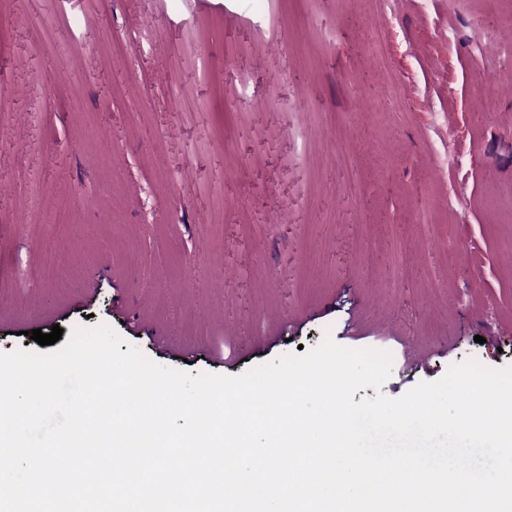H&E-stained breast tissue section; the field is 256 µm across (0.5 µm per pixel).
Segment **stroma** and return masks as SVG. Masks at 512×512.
<instances>
[{"label": "stroma", "instance_id": "stroma-1", "mask_svg": "<svg viewBox=\"0 0 512 512\" xmlns=\"http://www.w3.org/2000/svg\"><path fill=\"white\" fill-rule=\"evenodd\" d=\"M510 48L512 0H0V352L512 365Z\"/></svg>", "mask_w": 512, "mask_h": 512}]
</instances>
